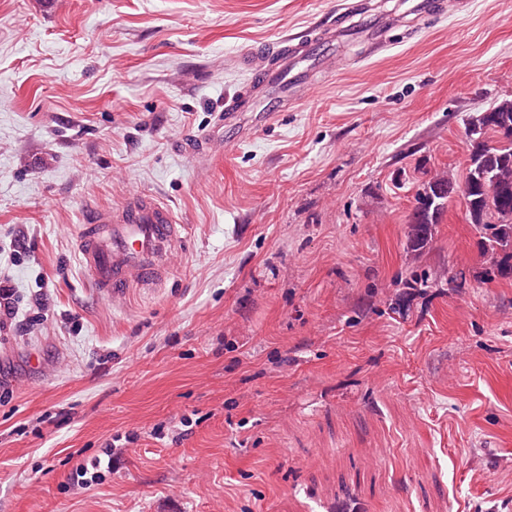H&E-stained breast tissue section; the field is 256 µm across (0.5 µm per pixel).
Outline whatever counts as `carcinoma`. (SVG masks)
Returning a JSON list of instances; mask_svg holds the SVG:
<instances>
[{
	"label": "carcinoma",
	"instance_id": "cac0c4a2",
	"mask_svg": "<svg viewBox=\"0 0 512 512\" xmlns=\"http://www.w3.org/2000/svg\"><path fill=\"white\" fill-rule=\"evenodd\" d=\"M471 129L465 181L469 186L466 211L480 230L484 254L498 276L512 275V101L505 100L468 123ZM492 132L495 141L485 138ZM457 183L450 176L433 178L438 192L432 200L415 198L408 218L411 248L424 246L442 223L451 197L448 187Z\"/></svg>",
	"mask_w": 512,
	"mask_h": 512
}]
</instances>
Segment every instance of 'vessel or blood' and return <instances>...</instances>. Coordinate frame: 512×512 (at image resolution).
Here are the masks:
<instances>
[{"label":"vessel or blood","mask_w":512,"mask_h":512,"mask_svg":"<svg viewBox=\"0 0 512 512\" xmlns=\"http://www.w3.org/2000/svg\"><path fill=\"white\" fill-rule=\"evenodd\" d=\"M302 52L286 40L272 57L244 56V68L259 77L257 84L247 86V94H259L269 85H291ZM183 232V225L162 202L138 193L120 206L85 218L77 231V249L97 291L117 298L133 286L165 282L170 275L168 258L181 246Z\"/></svg>","instance_id":"1"}]
</instances>
